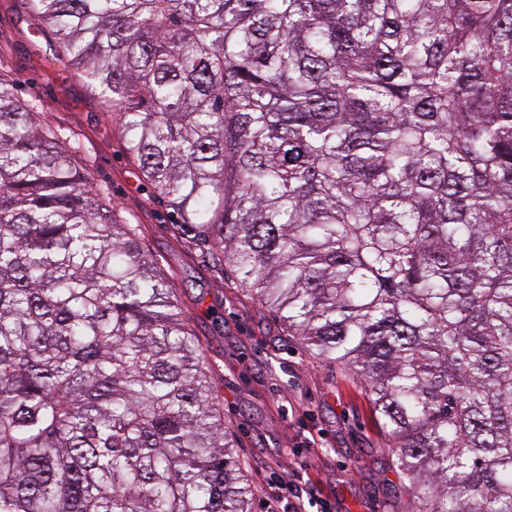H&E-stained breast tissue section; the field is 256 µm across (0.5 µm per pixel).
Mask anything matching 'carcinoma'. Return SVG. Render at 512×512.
Instances as JSON below:
<instances>
[{
  "label": "carcinoma",
  "mask_w": 512,
  "mask_h": 512,
  "mask_svg": "<svg viewBox=\"0 0 512 512\" xmlns=\"http://www.w3.org/2000/svg\"><path fill=\"white\" fill-rule=\"evenodd\" d=\"M185 240L366 388L408 512H512V0H21ZM0 73V512H254L201 339Z\"/></svg>",
  "instance_id": "cac0c4a2"
}]
</instances>
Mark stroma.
I'll return each instance as SVG.
<instances>
[{
  "instance_id": "obj_1",
  "label": "stroma",
  "mask_w": 512,
  "mask_h": 512,
  "mask_svg": "<svg viewBox=\"0 0 512 512\" xmlns=\"http://www.w3.org/2000/svg\"><path fill=\"white\" fill-rule=\"evenodd\" d=\"M49 31H37L20 0H0V72L18 95L81 143L90 169L121 216L142 227L213 368L224 423L266 512L267 484L302 473L330 512H406L410 492L369 397L347 368L311 356L245 293L225 287L207 254L182 241L124 148L102 100L58 59ZM321 450L304 447L305 435Z\"/></svg>"
}]
</instances>
